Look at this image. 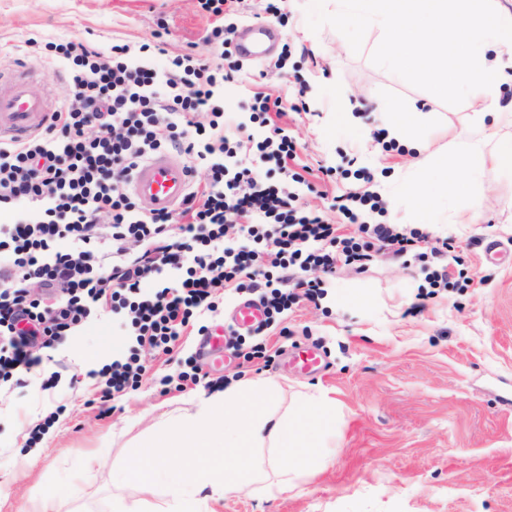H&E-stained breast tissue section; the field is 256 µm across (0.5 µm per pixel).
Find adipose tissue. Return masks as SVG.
<instances>
[{"label":"adipose tissue","mask_w":512,"mask_h":512,"mask_svg":"<svg viewBox=\"0 0 512 512\" xmlns=\"http://www.w3.org/2000/svg\"><path fill=\"white\" fill-rule=\"evenodd\" d=\"M336 27L359 21L382 36L381 59L426 79L441 96L466 91L481 107L467 131L436 145L423 113L398 101L383 105L387 136L413 153L415 173L392 191L424 218L445 202L480 216L484 167L512 172V110L502 105L512 74V13L497 0H312ZM336 403L325 393L285 404L280 384L263 377L200 396L193 412L165 422L131 446L126 477L142 492L164 487L165 512H211L210 502L249 488L273 496L297 487L325 462L323 438L336 429ZM177 452V466L164 464Z\"/></svg>","instance_id":"adipose-tissue-1"}]
</instances>
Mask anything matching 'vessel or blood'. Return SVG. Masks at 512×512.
I'll list each match as a JSON object with an SVG mask.
<instances>
[{"label": "vessel or blood", "instance_id": "obj_1", "mask_svg": "<svg viewBox=\"0 0 512 512\" xmlns=\"http://www.w3.org/2000/svg\"><path fill=\"white\" fill-rule=\"evenodd\" d=\"M271 35L269 28H252L250 39L241 46L243 54L253 59L266 57V40ZM51 110L50 102L38 92L35 79L25 69H17L8 78L0 75V142L20 141L39 132ZM188 188L186 163L175 160L167 152H158L146 159L128 186L130 194L147 213L177 208ZM224 347V331L220 328L198 341L199 355L212 362L223 358Z\"/></svg>", "mask_w": 512, "mask_h": 512}]
</instances>
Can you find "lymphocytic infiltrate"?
<instances>
[{"label": "lymphocytic infiltrate", "mask_w": 512, "mask_h": 512, "mask_svg": "<svg viewBox=\"0 0 512 512\" xmlns=\"http://www.w3.org/2000/svg\"><path fill=\"white\" fill-rule=\"evenodd\" d=\"M36 52L64 64L69 99L44 131L21 143H0V383L34 373L33 347L49 348L104 311L117 315L127 344L111 363L91 371L104 397L137 390L149 350L171 352L225 289L257 296L267 317L325 292L337 264L366 272L388 250L431 258L430 287L451 277L447 239L393 224H366L377 210L371 194L337 197L353 232L294 206L289 166L296 145L268 114L279 98L253 97L250 120L260 138L227 131L215 100L227 75L212 59L182 54L153 67L163 42L113 45L100 52L74 41L34 42ZM183 150L191 181L179 211L147 214L126 185L152 154ZM256 155L276 182L256 180Z\"/></svg>", "instance_id": "obj_1"}]
</instances>
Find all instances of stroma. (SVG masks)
Returning <instances> with one entry per match:
<instances>
[{
    "label": "stroma",
    "mask_w": 512,
    "mask_h": 512,
    "mask_svg": "<svg viewBox=\"0 0 512 512\" xmlns=\"http://www.w3.org/2000/svg\"><path fill=\"white\" fill-rule=\"evenodd\" d=\"M239 0L225 16L235 31L264 23L278 35L273 53L249 60L229 46L219 52L208 37L212 20L198 0H0V69L17 61L46 75L41 92L55 103L68 93L64 69L35 54L29 39L82 41L109 51L112 44L140 45L163 36L169 55L194 51L235 67L218 104L227 127L248 121L254 93L279 97L275 119L297 143L291 168L304 174L296 204L342 218L335 197L376 189L377 182L406 174L412 154L384 143L381 106L389 100L427 112L441 142L469 125L477 103L464 93L437 97L424 80L394 69L378 56L379 30L351 24L337 31L308 0ZM373 174L357 179L356 170ZM485 205L474 224H417L408 205L382 195L383 215L369 222L421 226L431 238L452 236L456 260L452 285L415 304L425 282L423 263L379 253L363 274L344 266L326 283L327 294L300 301L267 331L272 363L258 369L225 354L199 385L161 393L159 381L177 376L196 339L184 337L173 353L145 355L138 390L103 398L91 370L111 362L119 330L105 314L81 326L54 349L42 350L40 373L0 386V512H16L29 500L65 490L59 512H113L121 495L138 499L135 484L116 488L110 476H79L87 454L121 470L129 445L148 440L162 420L190 409L195 395L224 389L259 375L276 379L285 400L321 390L335 399L336 431L326 443L327 465L299 486L274 498L245 488L212 503L213 512H512V410L501 398L512 393V260H485L484 242L512 245V174L486 169ZM359 288L376 302L354 306ZM310 346L326 358V373L309 376L287 367L284 352ZM63 412L38 440L41 455L27 466L30 429L55 407Z\"/></svg>",
    "instance_id": "obj_1"
}]
</instances>
